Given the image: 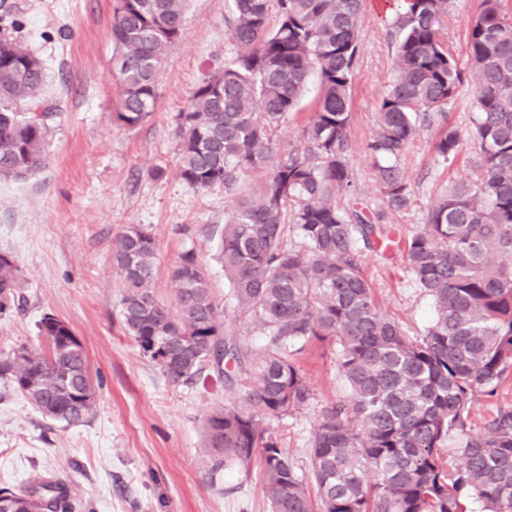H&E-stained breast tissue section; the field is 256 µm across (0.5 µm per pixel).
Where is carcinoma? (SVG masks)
Returning <instances> with one entry per match:
<instances>
[{
    "instance_id": "1",
    "label": "carcinoma",
    "mask_w": 512,
    "mask_h": 512,
    "mask_svg": "<svg viewBox=\"0 0 512 512\" xmlns=\"http://www.w3.org/2000/svg\"><path fill=\"white\" fill-rule=\"evenodd\" d=\"M189 0H115L113 67L120 99L112 125L134 128L152 115L157 78L182 35ZM364 0H227L224 23L234 53L198 84L176 118L177 175L199 192L233 201L218 230V259L229 290L219 299L194 250L171 270V300L155 289L157 244L143 224L113 242L122 283V326L173 383L206 371L246 377L245 404L231 400L203 421L212 474L259 462L270 512H512V409L480 430L471 425L479 393L512 374V19L501 0H480L468 31L476 112L472 136L483 173L456 182L406 240L385 227L386 211L412 204L399 166L425 122L444 116L464 83L435 25L448 0H406L393 22L395 77L378 105L368 158L384 207L339 204L349 193L350 98L361 52ZM277 23L270 26L271 9ZM319 77L303 147L283 154L275 131L288 123L312 72ZM43 61L0 36V179H24L49 160L60 115L42 95ZM460 133L442 127L435 150L454 157ZM269 166L267 180L243 179ZM403 248L406 272L431 298L433 318L408 336L382 309L362 271V250ZM16 258L0 252V318L20 311ZM249 320L269 337L248 352L226 317ZM48 351L22 345L0 360V380L42 415L83 422L97 397L85 347L71 327L46 314L38 325ZM332 341L349 394L324 408L315 426L310 476L263 426L307 410L314 394L293 355ZM455 431L452 460L439 452ZM68 485L32 476L0 488V512H76Z\"/></svg>"
}]
</instances>
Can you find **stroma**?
Segmentation results:
<instances>
[{"label":"stroma","mask_w":512,"mask_h":512,"mask_svg":"<svg viewBox=\"0 0 512 512\" xmlns=\"http://www.w3.org/2000/svg\"><path fill=\"white\" fill-rule=\"evenodd\" d=\"M480 0H450L438 35L460 68ZM396 0H365L351 92L349 162L353 193L369 209L383 205L364 146L378 103L394 77L391 24ZM114 0H0L16 13L15 35L47 68L42 93L61 114L47 165L24 180L0 179V252L16 257L25 283L21 312L0 319V359L19 346L43 349V315L69 324L100 374L96 406L80 424L42 416L26 397L0 382V488L23 489L34 474L65 481L78 512H269L259 466L212 475L202 421L213 407L242 395L240 384L201 377L170 382L140 353L118 317L121 281L112 242L128 224L145 225L158 246L156 288L170 299V272L195 248L217 296L228 284L215 231L232 202L223 191L197 192L177 176L175 117L205 74L234 44L224 24L225 0H189L183 34L170 46L158 79L156 108L134 128H116L119 98L112 67ZM475 110L470 85L448 107L447 121L424 126L399 165L412 191L408 209L389 214L401 236L424 224L429 206L459 179H478L477 147L467 133ZM462 133L458 155L435 149L443 123ZM363 272L382 306L409 335L429 324L433 307L409 278L402 253L365 250ZM314 399L308 411L268 420L302 470L310 468L314 426L322 409L348 394L336 347L314 341L297 354Z\"/></svg>","instance_id":"obj_1"}]
</instances>
